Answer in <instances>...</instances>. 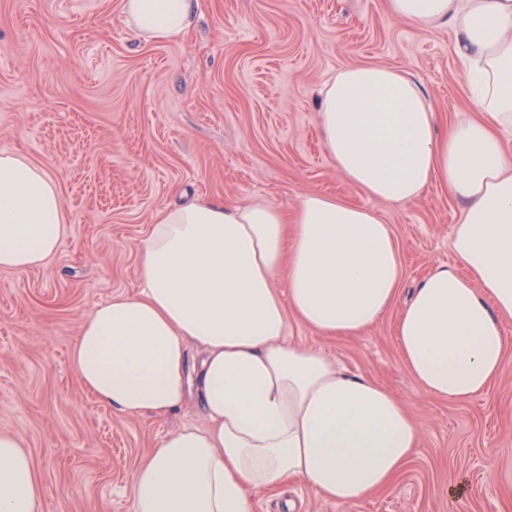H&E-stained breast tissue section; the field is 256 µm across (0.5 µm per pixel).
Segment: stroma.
Instances as JSON below:
<instances>
[{
  "instance_id": "35a3bbf8",
  "label": "stroma",
  "mask_w": 512,
  "mask_h": 512,
  "mask_svg": "<svg viewBox=\"0 0 512 512\" xmlns=\"http://www.w3.org/2000/svg\"><path fill=\"white\" fill-rule=\"evenodd\" d=\"M448 27L393 18L386 0H197L191 26L146 41L120 0H0V151L59 184L67 234L27 271L0 270V431L20 435L43 512H132L137 461L167 433L204 425L195 401L164 418L99 405L69 361L80 322L139 286L137 240L161 209L207 197L295 212L322 192L373 210L395 232L404 280L388 313L359 336L291 323L290 341L389 388L422 427L394 486L352 504L295 482L256 512H512V351L491 390L464 404L424 392L401 363L397 316L409 292L452 263L461 204L439 183L413 202L351 185L323 145L319 89L345 67L385 65L422 87L440 130L477 112ZM464 480L460 500L448 485Z\"/></svg>"
}]
</instances>
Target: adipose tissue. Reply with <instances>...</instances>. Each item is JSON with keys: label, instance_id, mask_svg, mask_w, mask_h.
Masks as SVG:
<instances>
[{"label": "adipose tissue", "instance_id": "ef3b65f1", "mask_svg": "<svg viewBox=\"0 0 512 512\" xmlns=\"http://www.w3.org/2000/svg\"><path fill=\"white\" fill-rule=\"evenodd\" d=\"M195 0H121L151 40L190 26ZM390 15L448 26L480 109L436 134L420 86L381 65L340 70L318 101L324 146L368 196L410 202L439 182L463 206L454 264L433 266L396 324L401 362L438 400L489 392L512 318V0H387ZM66 232L56 180L0 152V270L39 267ZM140 289L97 305L70 349L80 384L125 416L163 417L195 395L203 428L170 432L133 472V512H255L258 494L302 480L351 504L390 489L419 450L405 403L321 351L290 322L354 337L388 311L403 280L391 225L322 193L294 217L256 201L199 199L160 211L137 242ZM286 278V292L276 287ZM43 483L21 440L0 432V512H41Z\"/></svg>", "mask_w": 512, "mask_h": 512}]
</instances>
